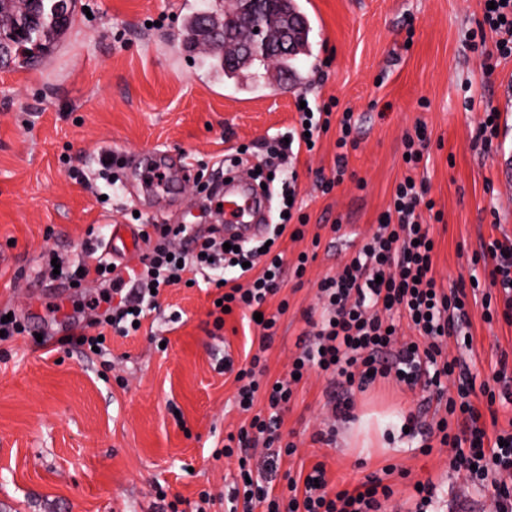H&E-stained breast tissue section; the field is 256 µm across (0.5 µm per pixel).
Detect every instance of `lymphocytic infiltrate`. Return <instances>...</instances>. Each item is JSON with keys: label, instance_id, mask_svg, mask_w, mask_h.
Masks as SVG:
<instances>
[{"label": "lymphocytic infiltrate", "instance_id": "lymphocytic-infiltrate-1", "mask_svg": "<svg viewBox=\"0 0 512 512\" xmlns=\"http://www.w3.org/2000/svg\"><path fill=\"white\" fill-rule=\"evenodd\" d=\"M471 47L481 50L480 70L491 77L502 60L512 58V0H500L495 8L484 9L481 20L469 34ZM332 104L300 113L308 129H289L273 137L266 151L277 165H287L295 149L318 142L331 124H338L336 174L321 179L322 192L333 190L346 172L347 156L357 148V122L352 111L334 116ZM404 150L409 158L407 173L393 190L389 208L377 229L360 249L338 265L334 274L318 283L321 303L319 318H307L301 350L289 365L287 375L264 381V352L272 345L278 322L289 306L279 299L285 272L303 279L308 260L298 257L287 265L278 247L283 236L305 237L307 218L279 217L267 239L269 247L259 251L240 243L238 251L224 250L219 227L207 233L195 232L190 224H156L151 236L154 246L141 258L140 272L122 278L112 275L108 259L98 254L94 243L99 230L88 227L79 253L71 259L42 255L44 278L63 284L91 281L99 284L105 302H93L90 315L76 333L60 337L59 345L92 349L98 343L94 330L110 327L115 335L130 336L134 322L159 309V294L185 283L188 276H202L207 286L218 288L220 304L212 309L213 325L223 328L224 318L240 312L244 319L263 313L259 324L260 350L235 374L236 401L250 416L237 433L228 434L221 449L225 459L236 460L243 483L227 496L228 512H386L395 493L394 478H408L407 469L390 463L368 474L351 489L331 490L324 463H315L307 473L289 478L287 490L275 493L266 472L253 469L251 460L262 455L269 464L294 456L295 442L284 441L283 414L295 396L298 378L309 371L327 376L339 392L332 396L331 424L315 432L317 442L330 443L337 423L352 418L353 390H366L383 380L421 390L422 406L432 410L431 421L412 415L405 421L410 436L421 437L423 453L433 447L448 452L450 470L472 485H491L494 490L490 512H512V421L490 428L475 405V395L487 404L512 402V377L507 374V357H499L490 379L478 380L463 354L470 351L471 315L469 291L480 290L488 281L489 292H481L484 322L503 317L512 322V239L481 241L477 257L490 259L483 278H472L470 287L446 289L433 276L435 240L430 221H442L430 197L427 178L418 169L430 162L429 138L424 127L405 135ZM232 271L234 284L224 285V271ZM502 292V307L492 304L493 288ZM278 298L275 313L264 314L269 298ZM263 397L262 409H255L256 397Z\"/></svg>", "mask_w": 512, "mask_h": 512}]
</instances>
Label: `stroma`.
<instances>
[{
  "instance_id": "stroma-1",
  "label": "stroma",
  "mask_w": 512,
  "mask_h": 512,
  "mask_svg": "<svg viewBox=\"0 0 512 512\" xmlns=\"http://www.w3.org/2000/svg\"><path fill=\"white\" fill-rule=\"evenodd\" d=\"M309 29V52L276 85L245 89L220 81L203 55L184 44V21L200 0H77L69 29L32 68L0 66V308H11L29 333L0 342V512H162L158 488L192 512L201 491L227 512L237 479L235 462L215 457L217 441L244 419L234 402L225 357L242 364L259 335L240 313L214 330L213 291L170 289L161 307L133 336L108 335L102 355L61 347L32 328L76 317L83 297L40 280L44 250L75 257L89 225L104 210L94 190L74 178L93 174L98 155L117 150L130 160L112 191L118 212L138 211L146 224H219L204 211L191 184L171 195L135 197L139 157L173 149L213 161L239 145H256L296 124L298 97L336 99L359 119L349 176L330 193L317 171L331 172L336 130L294 164L297 205L320 234L317 258L303 284L286 281L289 299L266 353L270 378L284 375L317 305L316 283L355 252L386 211L406 172L403 138L424 125L430 137V195L444 213L433 224L438 242L433 273L449 288L468 281L481 240L512 237V194L502 188V161L512 154V60L484 78L468 31L482 0H296ZM500 113L497 151L484 152L475 128L488 107ZM364 188H357V180ZM340 224L331 234L330 224ZM308 239L279 242L287 259L311 248ZM180 313L172 321V313ZM466 360L479 378L500 352L512 355V325L473 319ZM332 387L310 372L285 415L298 444L282 459L286 474L322 461L333 485L352 487L378 467L398 463L415 480L444 484L438 512H483L488 498L447 471L445 453L412 452L411 437L395 432L382 448L363 447L352 424L336 426V442H311L329 415ZM355 415L401 417L417 412L422 395L388 383L354 392Z\"/></svg>"
}]
</instances>
